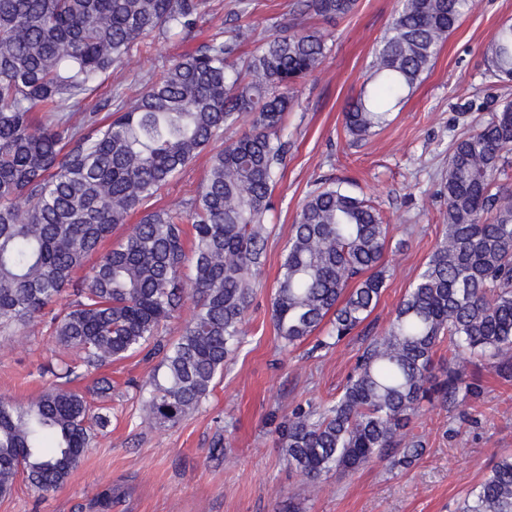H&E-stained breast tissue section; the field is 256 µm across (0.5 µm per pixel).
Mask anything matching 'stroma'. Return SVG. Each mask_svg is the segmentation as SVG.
I'll return each instance as SVG.
<instances>
[{"mask_svg": "<svg viewBox=\"0 0 512 512\" xmlns=\"http://www.w3.org/2000/svg\"><path fill=\"white\" fill-rule=\"evenodd\" d=\"M294 0H210V13L192 33L133 51L122 67L99 78L81 109L106 116L114 89L135 97L144 78L194 48L215 28H251L245 53L295 23ZM397 0H358L354 13L335 21L308 19L329 36L330 52L302 85L283 124L287 165L275 187L268 216L267 256L245 314L246 338L227 360L202 404L179 422L144 419L137 386L154 362L135 355L100 374L112 383L105 409L109 426L55 492L38 493L18 476L0 512H461L469 492L501 457L512 455V381L488 376L479 411L463 419V406L423 405L415 420L428 441L421 460L387 472L370 464L346 475L328 473L316 485L289 469L270 413L335 399L367 344L354 334L329 349L315 338L282 350L271 318V299L291 226L307 193L321 177L343 181L369 199L390 226L394 241L384 257L385 284L366 324L379 333L446 231L440 183L454 137L489 118L512 85L486 79L484 49L496 30L512 23V0H473L459 27L443 44L430 71L388 124L356 141L344 129V113L368 83L376 43L392 20ZM200 154L160 193L156 205L181 208L195 195L208 166ZM59 348L47 322L0 334V396L25 402L51 382L44 368ZM111 490L104 506L102 490Z\"/></svg>", "mask_w": 512, "mask_h": 512, "instance_id": "35a3bbf8", "label": "stroma"}]
</instances>
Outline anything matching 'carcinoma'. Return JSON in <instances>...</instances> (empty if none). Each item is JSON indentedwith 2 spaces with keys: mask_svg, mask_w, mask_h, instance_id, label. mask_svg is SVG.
Returning a JSON list of instances; mask_svg holds the SVG:
<instances>
[{
  "mask_svg": "<svg viewBox=\"0 0 512 512\" xmlns=\"http://www.w3.org/2000/svg\"><path fill=\"white\" fill-rule=\"evenodd\" d=\"M208 0H0V332L51 314L57 342L75 351L33 400L0 398V496L25 475L57 490L108 424L73 380L137 353L160 358L142 411L176 423L195 410L245 338L244 313L266 260V214L286 166L282 115L325 59L318 30L269 36L240 60L250 36L219 31L156 75L132 101L113 96V119L70 123L66 109L147 38L196 29ZM358 0H296L302 15L344 18ZM471 0H398L377 44L372 87L344 115L363 139L427 73ZM490 75L512 80V24L485 48ZM242 64H237V61ZM251 127L216 149L224 131ZM209 166L180 209L150 202L201 152ZM512 99L455 138L440 186L447 229L388 326L360 355L336 399L299 404L278 423L288 467L311 482L371 463L407 468L427 451L410 424L423 403L483 404L484 384L463 364L482 359L512 380ZM141 209L139 224L99 253L113 229ZM191 225L187 240L185 225ZM191 246H186V243ZM389 226L343 183L322 182L291 227L271 309L283 350L329 321L322 347L352 335L384 284ZM88 273L74 279L93 255ZM74 299L55 310L67 292ZM199 303L172 342L160 330L188 295ZM448 341V365L433 353ZM463 512H512V456L464 501Z\"/></svg>",
  "mask_w": 512,
  "mask_h": 512,
  "instance_id": "1",
  "label": "carcinoma"
}]
</instances>
